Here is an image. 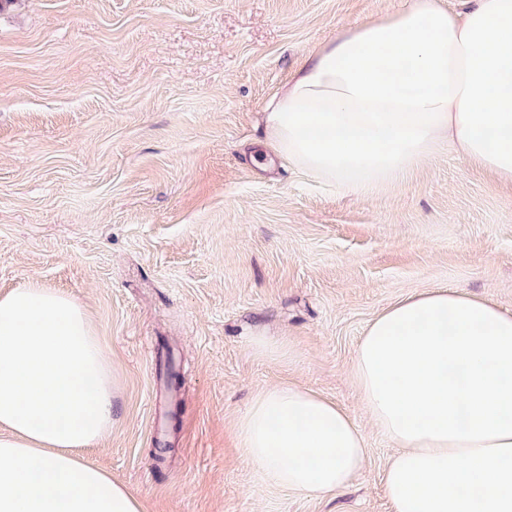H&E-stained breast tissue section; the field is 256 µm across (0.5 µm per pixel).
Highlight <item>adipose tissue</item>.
Masks as SVG:
<instances>
[{
    "label": "adipose tissue",
    "instance_id": "obj_1",
    "mask_svg": "<svg viewBox=\"0 0 512 512\" xmlns=\"http://www.w3.org/2000/svg\"><path fill=\"white\" fill-rule=\"evenodd\" d=\"M277 157L361 195L441 149L512 183V0H439L346 30L312 51L268 103ZM370 424L396 451L393 512H512V312L432 289L379 313L355 352ZM112 427V372L80 304L32 282L0 292V512H143L87 463ZM265 482L322 496L366 465L335 402L271 386L236 424Z\"/></svg>",
    "mask_w": 512,
    "mask_h": 512
}]
</instances>
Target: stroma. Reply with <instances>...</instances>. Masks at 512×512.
Here are the masks:
<instances>
[{"label":"stroma","mask_w":512,"mask_h":512,"mask_svg":"<svg viewBox=\"0 0 512 512\" xmlns=\"http://www.w3.org/2000/svg\"><path fill=\"white\" fill-rule=\"evenodd\" d=\"M407 0H18L0 13V292L87 312L116 380L87 459L144 512H391L394 445L351 369L373 318L429 289L512 311V184L445 149L364 195L256 158L261 114L318 45ZM277 348L256 347L255 337ZM341 406L365 438L308 497L243 459L269 386Z\"/></svg>","instance_id":"obj_1"}]
</instances>
